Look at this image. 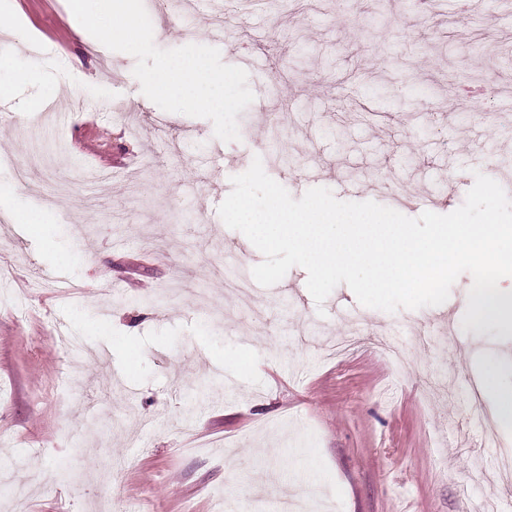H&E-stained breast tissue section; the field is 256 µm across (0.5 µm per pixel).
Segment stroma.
Segmentation results:
<instances>
[{"label": "stroma", "instance_id": "1", "mask_svg": "<svg viewBox=\"0 0 512 512\" xmlns=\"http://www.w3.org/2000/svg\"><path fill=\"white\" fill-rule=\"evenodd\" d=\"M0 16V459L24 486L0 512H477L512 494L492 465L512 427L488 443L467 411L496 414L512 387V331L463 327L470 274L439 306L386 313L344 284L319 306L302 267L259 285L262 254L217 211L257 156L293 198L326 187L411 218L456 210L478 171L512 196V0L151 14L159 48L214 46L247 71L255 99L233 142L145 97L135 58L68 0H0ZM467 80L494 89L463 104ZM61 134L51 172L16 176L29 142ZM91 168L107 179L74 180ZM353 322L360 343L329 358ZM384 337L405 358L390 400ZM490 358L497 388L473 391ZM66 364L77 383L63 389ZM207 377L224 387L202 397Z\"/></svg>", "mask_w": 512, "mask_h": 512}]
</instances>
